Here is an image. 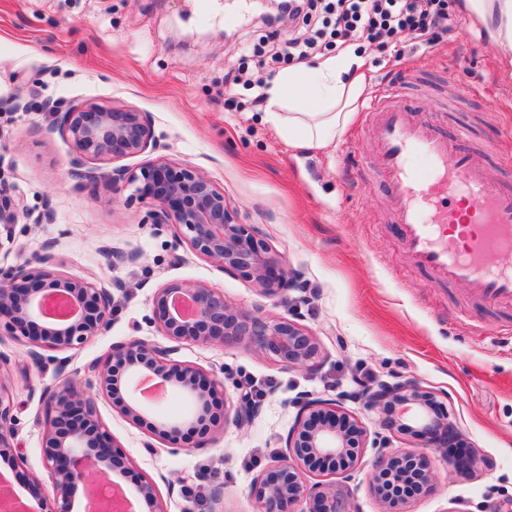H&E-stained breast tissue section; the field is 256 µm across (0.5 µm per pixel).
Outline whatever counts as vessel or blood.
<instances>
[{"mask_svg":"<svg viewBox=\"0 0 512 512\" xmlns=\"http://www.w3.org/2000/svg\"><path fill=\"white\" fill-rule=\"evenodd\" d=\"M375 161L396 201L400 247L414 265L465 284L487 306L512 304V186L492 176L460 137L416 120L401 94L387 92L361 113ZM428 161L417 171L414 156Z\"/></svg>","mask_w":512,"mask_h":512,"instance_id":"obj_1","label":"vessel or blood"}]
</instances>
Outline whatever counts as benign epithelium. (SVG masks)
<instances>
[{"instance_id": "obj_1", "label": "benign epithelium", "mask_w": 512, "mask_h": 512, "mask_svg": "<svg viewBox=\"0 0 512 512\" xmlns=\"http://www.w3.org/2000/svg\"><path fill=\"white\" fill-rule=\"evenodd\" d=\"M54 126L70 139L74 151L91 161H116L155 146L148 114L100 102L81 105L58 103L51 109ZM88 185L116 194L132 188L130 198L149 207L148 221L170 224L201 256L230 274H241L268 297H277L299 286L297 273L286 269L269 247L238 221L227 204L224 191L185 164L158 156L145 166L130 170L122 166L86 172ZM28 216L23 197L0 183V224H16ZM46 255L38 265L30 262L0 266V317L4 327L18 337L31 360L42 351H67L109 329L115 298L106 288L90 281L73 280L50 269ZM63 297L70 314L54 313L57 297ZM190 305L187 314L176 303ZM153 321L171 345L159 347L142 340L115 344L108 354L87 368L80 382L70 376L43 391L46 409L45 467L52 493L42 490L40 479L29 480L37 506L18 500L4 487L0 504L7 512H73L76 496L91 502L104 487L121 489L112 472L126 469L123 453L101 423L90 391L103 393L127 420L140 424L153 419L152 429L171 444L180 440L184 428L204 424L210 400L224 391L223 382L199 367L174 360L171 355L192 345L241 344L269 355L288 368L311 367L319 357L316 338L301 325L287 319H271L263 311H244L224 300V294L199 282L171 281L151 297ZM151 380L164 390L178 393L189 403L186 414L173 419L153 417V402L141 393L140 384ZM13 396L0 380V458L17 455V423L12 413ZM432 396L409 382L382 384L365 393L367 410L379 415L380 425L436 445V437L455 432L452 423L431 414ZM259 406L240 394L231 415L238 427L250 426ZM365 435L362 422L336 408L329 399L309 396L300 405L287 453L273 460L253 482L251 495L259 512H350L348 498L334 485L315 488L304 481V472L321 463L346 471L356 459V448ZM403 460L398 451L382 452L373 480L384 476ZM127 512H165L155 485L140 481L134 499L123 497L115 504ZM102 499L97 508L113 506Z\"/></svg>"}]
</instances>
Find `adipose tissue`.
<instances>
[{
  "instance_id": "obj_1",
  "label": "adipose tissue",
  "mask_w": 512,
  "mask_h": 512,
  "mask_svg": "<svg viewBox=\"0 0 512 512\" xmlns=\"http://www.w3.org/2000/svg\"><path fill=\"white\" fill-rule=\"evenodd\" d=\"M460 7L503 55H512V0H461ZM357 63L349 49L322 56L312 66L282 70L269 90L265 121L290 146H329L343 134L366 92L362 77L351 73Z\"/></svg>"
}]
</instances>
